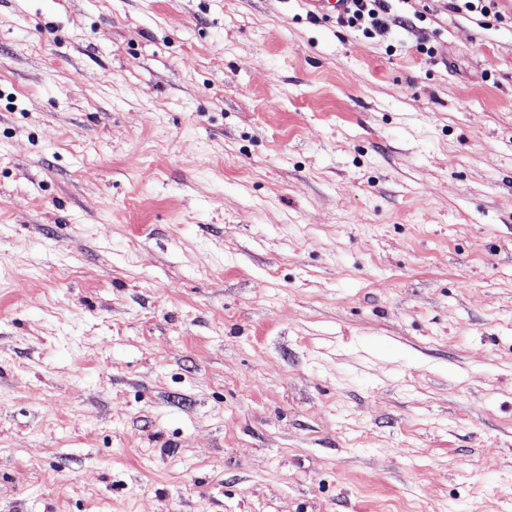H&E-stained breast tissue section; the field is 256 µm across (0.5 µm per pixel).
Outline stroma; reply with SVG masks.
<instances>
[{
	"instance_id": "1",
	"label": "stroma",
	"mask_w": 512,
	"mask_h": 512,
	"mask_svg": "<svg viewBox=\"0 0 512 512\" xmlns=\"http://www.w3.org/2000/svg\"><path fill=\"white\" fill-rule=\"evenodd\" d=\"M421 8L0 0V512H512V0ZM342 18L336 20L342 27L361 30L369 38L386 36L393 26L401 27L412 23V18L392 13L389 0H351Z\"/></svg>"
}]
</instances>
